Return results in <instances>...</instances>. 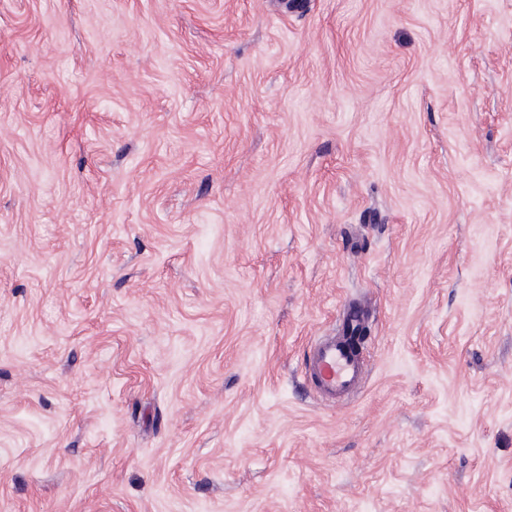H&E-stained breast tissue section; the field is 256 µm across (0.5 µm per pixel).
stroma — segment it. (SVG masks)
Instances as JSON below:
<instances>
[{
	"instance_id": "35a3bbf8",
	"label": "stroma",
	"mask_w": 512,
	"mask_h": 512,
	"mask_svg": "<svg viewBox=\"0 0 512 512\" xmlns=\"http://www.w3.org/2000/svg\"><path fill=\"white\" fill-rule=\"evenodd\" d=\"M0 512H512V0H0ZM365 326V314L358 308L348 309L333 336H320L310 346L304 362V376L318 397L327 403L348 398L364 385L369 368L359 346L348 344L350 335Z\"/></svg>"
}]
</instances>
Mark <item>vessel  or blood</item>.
<instances>
[{
    "mask_svg": "<svg viewBox=\"0 0 512 512\" xmlns=\"http://www.w3.org/2000/svg\"><path fill=\"white\" fill-rule=\"evenodd\" d=\"M365 325V315L348 309L336 334L318 337L304 362V376L318 397L336 403L356 393L364 385L369 368L362 351L353 350L348 339Z\"/></svg>",
    "mask_w": 512,
    "mask_h": 512,
    "instance_id": "1",
    "label": "vessel or blood"
}]
</instances>
